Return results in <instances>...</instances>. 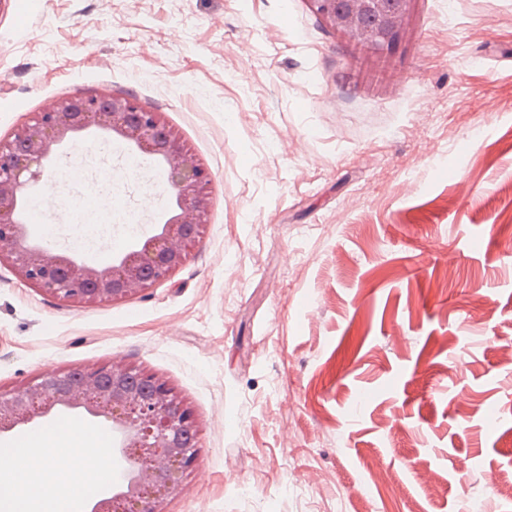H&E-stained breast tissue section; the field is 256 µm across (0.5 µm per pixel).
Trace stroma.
<instances>
[{"instance_id":"1","label":"stroma","mask_w":512,"mask_h":512,"mask_svg":"<svg viewBox=\"0 0 512 512\" xmlns=\"http://www.w3.org/2000/svg\"><path fill=\"white\" fill-rule=\"evenodd\" d=\"M161 112L212 174L190 260L71 307L0 265V390L167 380L198 464L163 512H470L512 475V0H414L392 50L306 0H0V140L58 98ZM54 198L170 205L103 165Z\"/></svg>"}]
</instances>
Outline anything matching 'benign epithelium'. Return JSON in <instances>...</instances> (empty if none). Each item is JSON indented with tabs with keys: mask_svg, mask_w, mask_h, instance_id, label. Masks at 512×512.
Wrapping results in <instances>:
<instances>
[{
	"mask_svg": "<svg viewBox=\"0 0 512 512\" xmlns=\"http://www.w3.org/2000/svg\"><path fill=\"white\" fill-rule=\"evenodd\" d=\"M310 10L347 40L383 51L401 32L414 0H306ZM92 130L132 142L160 157L175 205L156 233L99 268L69 249L34 239L20 217L46 170ZM211 176L161 113L136 99L98 92L60 97L13 136L0 141V261L26 284L70 306L133 298L171 277L198 242ZM81 409L112 426L125 476L88 500L87 512H159L197 463L193 411L163 378L132 367L65 369L12 391H0V433L61 410Z\"/></svg>",
	"mask_w": 512,
	"mask_h": 512,
	"instance_id": "7a95c632",
	"label": "benign epithelium"
}]
</instances>
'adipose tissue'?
Masks as SVG:
<instances>
[{"label":"adipose tissue","instance_id":"adipose-tissue-1","mask_svg":"<svg viewBox=\"0 0 512 512\" xmlns=\"http://www.w3.org/2000/svg\"><path fill=\"white\" fill-rule=\"evenodd\" d=\"M57 435L41 432L28 434L20 461L0 459V476L8 479L0 490V512H58L61 500L80 507L86 493L94 489V462L100 456L98 441H86L81 455L86 465L76 482L46 490L45 483L71 471L74 460L59 451Z\"/></svg>","mask_w":512,"mask_h":512}]
</instances>
